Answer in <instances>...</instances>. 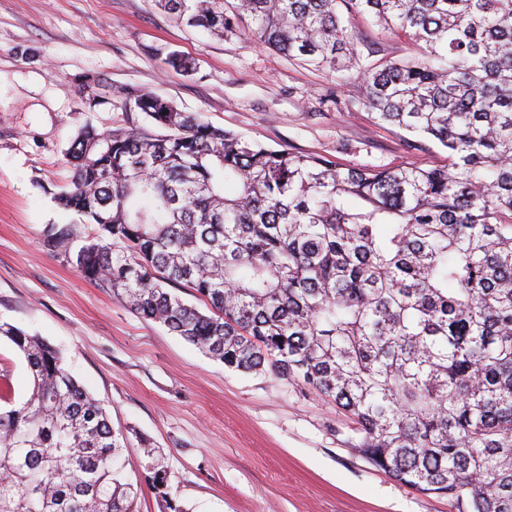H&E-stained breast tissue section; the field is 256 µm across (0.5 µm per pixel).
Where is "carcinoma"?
<instances>
[{"label":"carcinoma","instance_id":"carcinoma-1","mask_svg":"<svg viewBox=\"0 0 512 512\" xmlns=\"http://www.w3.org/2000/svg\"><path fill=\"white\" fill-rule=\"evenodd\" d=\"M190 25L332 72L389 126L447 149L422 168H344L251 143L126 90L132 119L81 125L55 196L98 233L83 278L224 367L301 382L348 413L354 448L454 512H512V0H159ZM372 15L419 49L364 62ZM53 224L44 246H66ZM185 286L204 313L175 293ZM32 377L0 409V512H136L123 435L57 348L7 322ZM162 512H186L148 440Z\"/></svg>","mask_w":512,"mask_h":512}]
</instances>
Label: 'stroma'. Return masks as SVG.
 <instances>
[{
  "instance_id": "1",
  "label": "stroma",
  "mask_w": 512,
  "mask_h": 512,
  "mask_svg": "<svg viewBox=\"0 0 512 512\" xmlns=\"http://www.w3.org/2000/svg\"><path fill=\"white\" fill-rule=\"evenodd\" d=\"M351 27L386 57L415 51L367 16ZM177 53L192 68L166 60ZM100 78L110 104L87 112L80 79ZM162 95L180 110L265 146L316 153L346 168L442 162L430 140L356 105L357 81L255 43L247 27L220 37L157 0H0V321L40 337L123 432L137 512H160L141 439L164 455L187 512H453L447 497L402 485L355 450L345 413L312 387L224 367L85 280L67 248L43 244L51 224L97 229L58 208L77 127L126 124L122 91ZM24 399L23 357L0 342V386Z\"/></svg>"
}]
</instances>
